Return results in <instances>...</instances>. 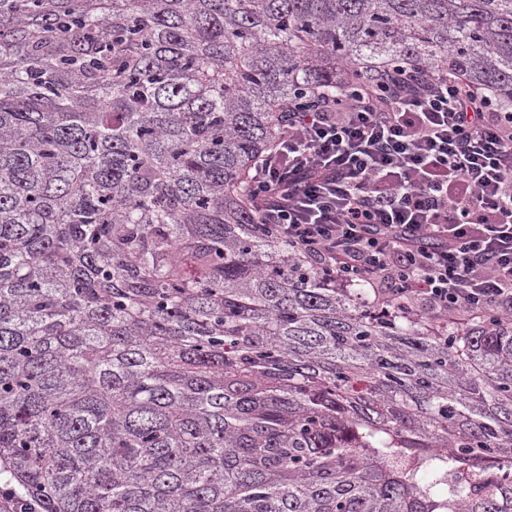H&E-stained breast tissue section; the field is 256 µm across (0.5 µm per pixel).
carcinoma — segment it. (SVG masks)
<instances>
[{"label": "carcinoma", "mask_w": 512, "mask_h": 512, "mask_svg": "<svg viewBox=\"0 0 512 512\" xmlns=\"http://www.w3.org/2000/svg\"><path fill=\"white\" fill-rule=\"evenodd\" d=\"M512 0H0V466L42 512H512V332L361 307L256 231L288 103Z\"/></svg>", "instance_id": "carcinoma-1"}]
</instances>
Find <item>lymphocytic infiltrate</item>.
I'll return each instance as SVG.
<instances>
[{
  "label": "lymphocytic infiltrate",
  "mask_w": 512,
  "mask_h": 512,
  "mask_svg": "<svg viewBox=\"0 0 512 512\" xmlns=\"http://www.w3.org/2000/svg\"><path fill=\"white\" fill-rule=\"evenodd\" d=\"M260 231L344 286L458 323L512 327V106L443 67H395L289 109L251 168Z\"/></svg>",
  "instance_id": "obj_1"
}]
</instances>
